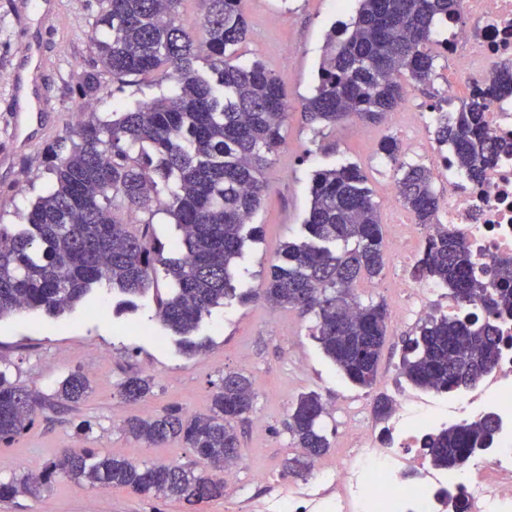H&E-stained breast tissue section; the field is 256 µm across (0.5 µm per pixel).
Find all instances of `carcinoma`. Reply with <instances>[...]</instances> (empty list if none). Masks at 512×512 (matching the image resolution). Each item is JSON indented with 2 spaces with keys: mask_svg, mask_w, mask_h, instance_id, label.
<instances>
[{
  "mask_svg": "<svg viewBox=\"0 0 512 512\" xmlns=\"http://www.w3.org/2000/svg\"><path fill=\"white\" fill-rule=\"evenodd\" d=\"M96 25L86 34L96 63L124 87L127 78L159 74L168 90L121 114H90L71 129L70 147L48 150L50 186L28 210L22 228L0 224V319L27 312L54 318L74 310L106 285L130 296L145 295L158 271L172 288L155 297V316L177 336H189L224 300L236 295L234 266L245 240L260 232L253 218L266 189L269 155L283 143L288 115L282 79L261 61H237L248 25L240 0H201L199 26L179 15L181 0H101ZM355 16L330 29L306 120L335 128L351 117L381 123L404 100L400 76L429 85L440 53L432 37L458 0H358ZM209 72L197 68L199 59ZM487 91L460 101L433 129L434 140L454 152L456 167L482 177L499 145L485 134ZM403 205L424 226L437 223L440 198L432 172L401 163ZM165 214L180 233L179 256L149 236L155 216ZM141 228L134 231L132 224ZM303 226L308 238L287 241L270 265L261 297L273 309L294 308L315 317L324 354L353 384L369 387L386 338L388 309L362 303L354 287L378 276L385 244L367 177L353 163L314 171ZM413 275L448 288L464 306L478 303L483 317L431 316L407 340L402 374L415 386L441 394L468 388L487 375L500 353L495 318L512 315V260L501 259L476 274L459 232L444 227L427 239ZM86 378L74 372L47 401L40 391L0 372V442L27 430L45 406L68 411L85 397ZM152 392L141 375L127 377L118 394L138 402ZM253 382L224 375L209 413L187 416L171 406L159 416L132 418L122 431L161 447L178 441L195 451L188 465H141L124 457L69 448L38 475L0 482V498L37 497L63 474L79 485L126 488L136 494L200 505L224 496V465L241 456L237 423L253 409ZM324 403L316 392L301 395L288 423L302 456L288 462L307 471L331 448L320 426ZM498 431L492 415L431 432L423 448L438 468L469 465Z\"/></svg>",
  "mask_w": 512,
  "mask_h": 512,
  "instance_id": "cac0c4a2",
  "label": "carcinoma"
}]
</instances>
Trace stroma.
I'll return each instance as SVG.
<instances>
[{"instance_id":"stroma-1","label":"stroma","mask_w":512,"mask_h":512,"mask_svg":"<svg viewBox=\"0 0 512 512\" xmlns=\"http://www.w3.org/2000/svg\"><path fill=\"white\" fill-rule=\"evenodd\" d=\"M24 2L0 0V222L6 224L22 223L32 202L45 190L47 150L68 142L75 112L104 116L158 93L147 79L118 88L104 72L95 92L81 94L79 79L90 70L94 58L86 34L96 24L100 5L98 0H59L57 24L45 35L52 67L44 85L60 108L46 113L50 129L42 139L25 151H13L7 114L12 73L23 63V35L14 15ZM355 8L354 0L341 13L334 0H241L239 4L248 34L238 48V59L262 61L279 75L289 104L282 130L284 143L271 157L268 188L254 217L263 233L259 240L246 242L238 260L236 285L243 291L261 293L281 245L303 238L310 177L316 169L357 164L368 178L385 236L397 230L390 222L392 208L399 201L391 192L397 171L378 145L386 137L400 138V130L386 122L352 119L318 134L303 114L326 35ZM411 269V264L387 256L381 275L358 283L355 293L365 303L394 305V283ZM155 286V292L138 299L134 311L116 312L120 296L104 286L95 290L93 300L65 317L35 312L0 321V370L13 380L48 395L71 372H82L89 380L88 393L74 411L57 415L42 409L24 434L0 443V481L41 471L64 448H91L139 463H190L194 455L181 443L147 446L124 435L119 429L121 421L155 414L171 405L180 406L188 415L207 413L221 377L239 372L252 378L256 398L252 412L239 425L244 457L235 482L225 487L224 494L241 498L243 512H258L263 489L255 483V473L287 479L285 464L300 453L288 422L301 394L317 392L325 403L321 427L331 449L319 463L332 467L349 446L350 421L375 420V397L407 384L400 363L405 340L417 331L414 323H389L376 380L365 388L347 380L325 357L314 337L312 316L291 308L273 311L256 300H233L215 309L195 334L206 342V350L183 354L175 336L166 333L155 317L154 299L166 294L170 283L161 276ZM134 373L149 376L153 389L145 400L128 403L120 398L117 387ZM0 512H224V502L217 499L192 507L122 488L80 486L59 477L40 496L0 499Z\"/></svg>"}]
</instances>
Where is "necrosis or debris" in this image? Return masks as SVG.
I'll return each instance as SVG.
<instances>
[{"instance_id":"obj_1","label":"necrosis or debris","mask_w":512,"mask_h":512,"mask_svg":"<svg viewBox=\"0 0 512 512\" xmlns=\"http://www.w3.org/2000/svg\"><path fill=\"white\" fill-rule=\"evenodd\" d=\"M434 41L448 60L445 93L434 105L397 112L410 148L427 142L449 100L487 90L494 74L512 67V0H460L458 14L442 22ZM486 130L506 148L481 179L459 172L447 151L437 152L448 175L442 221L462 228L479 271L512 257V90L493 100ZM396 287L408 302L395 306V321H416L435 310L469 312L437 283L402 277ZM497 325L500 355L478 392L443 399L402 394L386 425L390 442L351 425L352 446L341 463L321 470L315 483L271 485L268 512H453L457 506L462 512H512V316L500 317ZM486 415L497 418L498 434L465 472L443 473L423 457L408 462L407 449L420 445L426 432Z\"/></svg>"}]
</instances>
